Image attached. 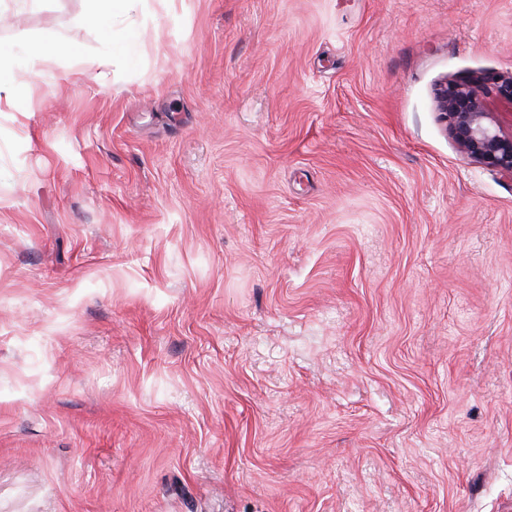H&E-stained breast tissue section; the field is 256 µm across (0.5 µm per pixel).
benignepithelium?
<instances>
[{
  "mask_svg": "<svg viewBox=\"0 0 512 512\" xmlns=\"http://www.w3.org/2000/svg\"><path fill=\"white\" fill-rule=\"evenodd\" d=\"M482 86L479 94L466 82H447L437 89L436 101L461 149L512 177V136L502 133L485 104V98L492 96L512 107V77L487 76Z\"/></svg>",
  "mask_w": 512,
  "mask_h": 512,
  "instance_id": "7a95c632",
  "label": "benign epithelium"
}]
</instances>
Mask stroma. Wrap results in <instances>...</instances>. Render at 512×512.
<instances>
[{"label": "stroma", "mask_w": 512, "mask_h": 512, "mask_svg": "<svg viewBox=\"0 0 512 512\" xmlns=\"http://www.w3.org/2000/svg\"><path fill=\"white\" fill-rule=\"evenodd\" d=\"M87 8L0 0V512H512V178L435 99L512 0ZM95 2L93 9L88 14L90 23H97L103 12L112 14V17L124 14L134 0H90Z\"/></svg>", "instance_id": "1"}]
</instances>
